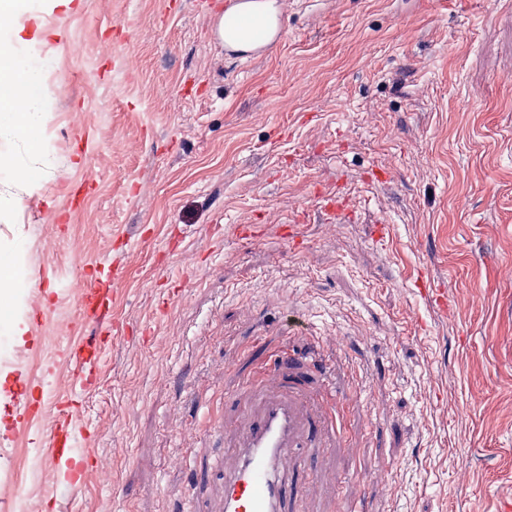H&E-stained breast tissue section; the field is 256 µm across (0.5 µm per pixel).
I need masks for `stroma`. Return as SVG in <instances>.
<instances>
[{
	"label": "stroma",
	"instance_id": "obj_1",
	"mask_svg": "<svg viewBox=\"0 0 512 512\" xmlns=\"http://www.w3.org/2000/svg\"><path fill=\"white\" fill-rule=\"evenodd\" d=\"M201 1L72 0L29 52L51 97L38 150L0 142L40 177L0 181V255L26 282L0 385L27 333L45 398L0 458V512H211L247 379L305 351L335 367L345 442L302 471L335 493L305 512H506L512 0H287L247 55L213 34L235 0ZM337 189L351 216L331 226L314 195ZM91 265L104 325L63 290L30 319L40 267ZM103 333L83 382L63 350ZM70 400L110 480L51 464Z\"/></svg>",
	"mask_w": 512,
	"mask_h": 512
}]
</instances>
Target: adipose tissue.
Masks as SVG:
<instances>
[{
    "mask_svg": "<svg viewBox=\"0 0 512 512\" xmlns=\"http://www.w3.org/2000/svg\"><path fill=\"white\" fill-rule=\"evenodd\" d=\"M59 0H0V18L8 19L0 54L11 57L0 67V141L22 138L38 144L42 108L49 96L35 65L18 59L19 49L41 43L44 14ZM278 0H235L215 25V35L230 49L247 53L274 41L279 32Z\"/></svg>",
    "mask_w": 512,
    "mask_h": 512,
    "instance_id": "1",
    "label": "adipose tissue"
}]
</instances>
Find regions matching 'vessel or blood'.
<instances>
[{"instance_id": "b4317fda", "label": "vessel or blood", "mask_w": 512, "mask_h": 512, "mask_svg": "<svg viewBox=\"0 0 512 512\" xmlns=\"http://www.w3.org/2000/svg\"><path fill=\"white\" fill-rule=\"evenodd\" d=\"M77 296L85 316L97 317L110 308L106 289L82 280ZM80 367L97 363L99 348L91 343L67 347ZM23 346H15L11 361L13 384L0 394L6 412L0 423L14 429L29 424L38 412L43 391L22 379ZM300 358L288 355L257 373L248 383L251 399L239 419L224 429L231 453L224 464L223 490L217 512H296L304 487L299 481L309 449L321 448L335 434L338 414L323 388L294 374ZM53 464L67 482L87 483L105 473L110 462L92 449L77 450L69 420H62L51 442Z\"/></svg>"}]
</instances>
